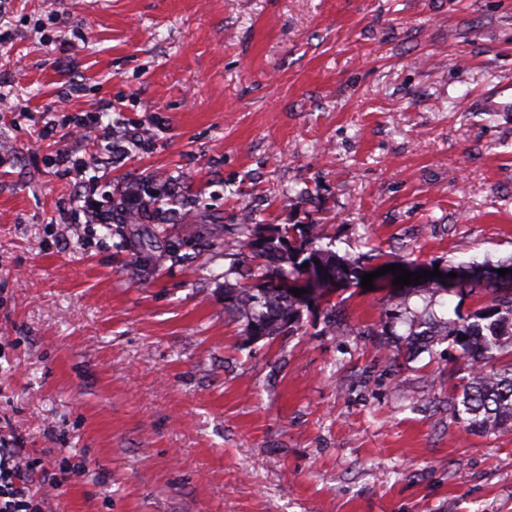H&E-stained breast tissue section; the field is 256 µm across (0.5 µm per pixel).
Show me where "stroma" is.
Instances as JSON below:
<instances>
[{"label": "stroma", "instance_id": "stroma-1", "mask_svg": "<svg viewBox=\"0 0 512 512\" xmlns=\"http://www.w3.org/2000/svg\"><path fill=\"white\" fill-rule=\"evenodd\" d=\"M0 98V426L84 467L51 512H512V431L464 432L465 364L405 342L484 295L380 273L512 259V0H8ZM78 114L142 126L110 190L189 220L71 223L79 175L30 147ZM255 223L323 225L372 289L247 339L224 288Z\"/></svg>", "mask_w": 512, "mask_h": 512}]
</instances>
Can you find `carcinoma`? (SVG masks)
Returning a JSON list of instances; mask_svg holds the SVG:
<instances>
[{"label":"carcinoma","instance_id":"carcinoma-1","mask_svg":"<svg viewBox=\"0 0 512 512\" xmlns=\"http://www.w3.org/2000/svg\"><path fill=\"white\" fill-rule=\"evenodd\" d=\"M112 214L123 224L151 218L157 226L178 217L173 204L157 193L149 195L129 189L112 197ZM240 247L252 266L254 286L234 285L224 289L227 309L244 319V335L251 339H274L283 331L301 327L303 310L318 305L321 297L294 296L290 290L320 287L321 282H346L362 275L360 261L340 256L319 245L318 224H287L262 234V225L239 228ZM484 288L489 299L472 314L450 319L411 321L406 341L452 340L458 357L467 360L466 381L450 395L460 412L467 415L464 430L490 432L512 428V282L487 280L480 283L457 274L421 282L418 290L428 294L463 292Z\"/></svg>","mask_w":512,"mask_h":512}]
</instances>
